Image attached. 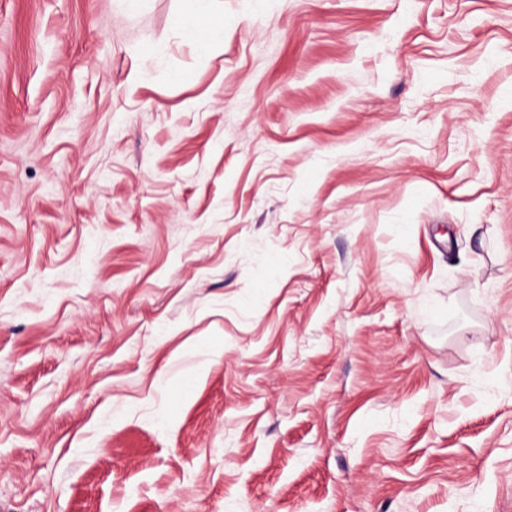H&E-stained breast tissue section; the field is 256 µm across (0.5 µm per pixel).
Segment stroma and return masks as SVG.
<instances>
[{"label": "stroma", "mask_w": 512, "mask_h": 512, "mask_svg": "<svg viewBox=\"0 0 512 512\" xmlns=\"http://www.w3.org/2000/svg\"><path fill=\"white\" fill-rule=\"evenodd\" d=\"M0 0V512H512V0ZM209 1L197 0L195 1L196 12L207 19V26L204 30V37L199 42L201 48H207L210 42L216 38L224 36V18L223 16L214 15L209 10Z\"/></svg>", "instance_id": "obj_1"}]
</instances>
